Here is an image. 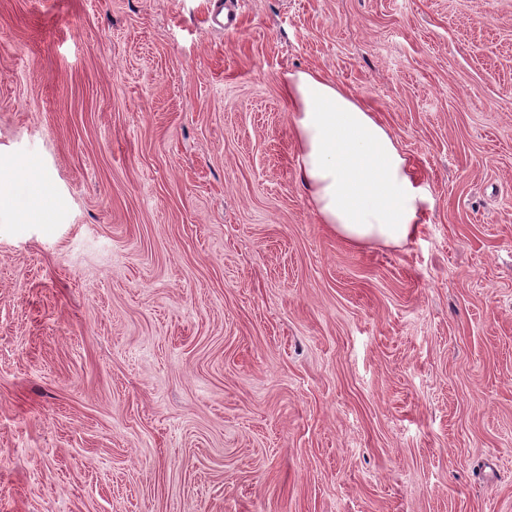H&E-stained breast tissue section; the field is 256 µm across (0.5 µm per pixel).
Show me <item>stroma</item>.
I'll use <instances>...</instances> for the list:
<instances>
[{"label": "stroma", "instance_id": "stroma-1", "mask_svg": "<svg viewBox=\"0 0 512 512\" xmlns=\"http://www.w3.org/2000/svg\"><path fill=\"white\" fill-rule=\"evenodd\" d=\"M0 0V512H512V0ZM317 70L431 193L354 248ZM281 83L297 178L320 223L356 248L413 236L431 199L387 125L318 72H289Z\"/></svg>", "mask_w": 512, "mask_h": 512}]
</instances>
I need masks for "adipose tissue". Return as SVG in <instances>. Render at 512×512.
Instances as JSON below:
<instances>
[{
  "label": "adipose tissue",
  "mask_w": 512,
  "mask_h": 512,
  "mask_svg": "<svg viewBox=\"0 0 512 512\" xmlns=\"http://www.w3.org/2000/svg\"><path fill=\"white\" fill-rule=\"evenodd\" d=\"M282 89L297 178L320 222L356 248L413 236L431 199L387 125L317 72L286 73Z\"/></svg>",
  "instance_id": "obj_1"
}]
</instances>
